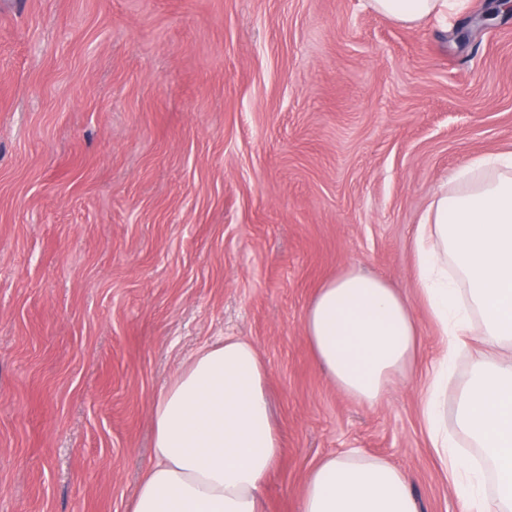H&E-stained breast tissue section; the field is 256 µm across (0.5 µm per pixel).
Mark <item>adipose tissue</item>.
Masks as SVG:
<instances>
[{"mask_svg":"<svg viewBox=\"0 0 512 512\" xmlns=\"http://www.w3.org/2000/svg\"><path fill=\"white\" fill-rule=\"evenodd\" d=\"M403 25L447 14L455 0H368ZM413 249L419 297L442 339L424 393L434 454L459 512H512V153L461 167L431 198ZM304 335L347 396L380 403L419 341L407 300L352 268L319 288ZM471 352L466 381L456 359ZM255 345H205L152 408L154 461L128 512H265L263 487L281 455ZM467 448H460V441ZM300 512H419L409 473L359 450L322 458L307 474Z\"/></svg>","mask_w":512,"mask_h":512,"instance_id":"1","label":"adipose tissue"}]
</instances>
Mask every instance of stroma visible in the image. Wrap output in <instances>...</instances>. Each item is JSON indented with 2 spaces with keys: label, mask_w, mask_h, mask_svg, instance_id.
I'll return each mask as SVG.
<instances>
[{
  "label": "stroma",
  "mask_w": 512,
  "mask_h": 512,
  "mask_svg": "<svg viewBox=\"0 0 512 512\" xmlns=\"http://www.w3.org/2000/svg\"><path fill=\"white\" fill-rule=\"evenodd\" d=\"M414 26L366 0H0V512H127L181 363L253 341L282 440L266 512L324 456L406 469L459 512L423 417L441 348L412 238L437 188L512 151V13ZM358 268L420 346L372 406L304 337Z\"/></svg>",
  "instance_id": "obj_1"
}]
</instances>
